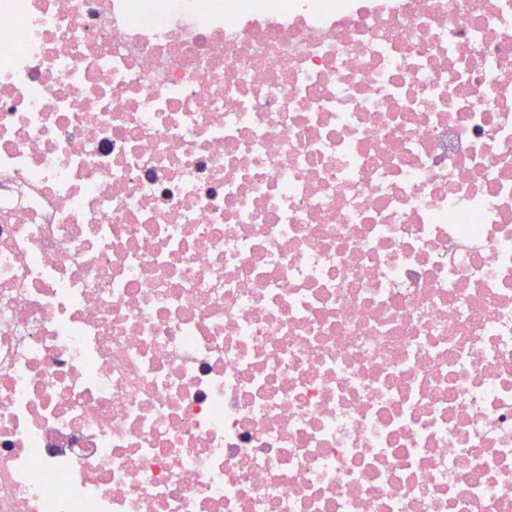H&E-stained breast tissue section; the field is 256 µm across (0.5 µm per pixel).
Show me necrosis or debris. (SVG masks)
<instances>
[{
	"label": "necrosis or debris",
	"instance_id": "necrosis-or-debris-1",
	"mask_svg": "<svg viewBox=\"0 0 512 512\" xmlns=\"http://www.w3.org/2000/svg\"><path fill=\"white\" fill-rule=\"evenodd\" d=\"M0 512H512V0H0Z\"/></svg>",
	"mask_w": 512,
	"mask_h": 512
}]
</instances>
